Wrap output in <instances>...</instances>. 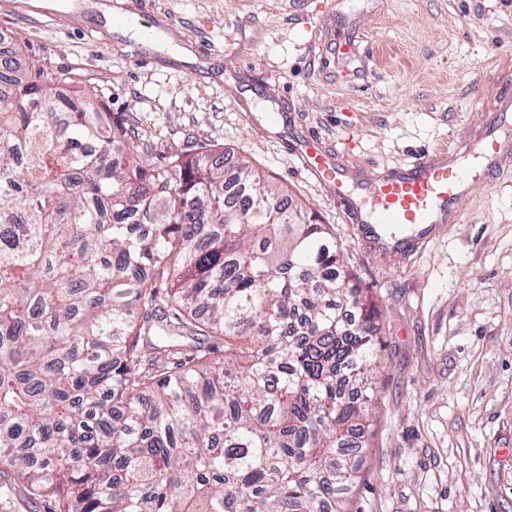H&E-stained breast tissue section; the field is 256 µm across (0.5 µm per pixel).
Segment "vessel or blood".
Wrapping results in <instances>:
<instances>
[{"mask_svg":"<svg viewBox=\"0 0 512 512\" xmlns=\"http://www.w3.org/2000/svg\"><path fill=\"white\" fill-rule=\"evenodd\" d=\"M288 150L297 171L335 198L344 220L359 225L365 240L405 255L423 251L437 225L460 218L457 189L466 178L462 157L477 154L485 176L512 166V70L500 73L478 141L422 153L397 168L349 166L314 131Z\"/></svg>","mask_w":512,"mask_h":512,"instance_id":"obj_1","label":"vessel or blood"}]
</instances>
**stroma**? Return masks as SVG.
Masks as SVG:
<instances>
[{
	"instance_id": "obj_1",
	"label": "stroma",
	"mask_w": 512,
	"mask_h": 512,
	"mask_svg": "<svg viewBox=\"0 0 512 512\" xmlns=\"http://www.w3.org/2000/svg\"><path fill=\"white\" fill-rule=\"evenodd\" d=\"M0 52L81 73L153 163L220 145L331 226L379 309L349 512H512V169L472 180L460 223L401 257L284 147L313 130L352 165L397 166L476 138L512 64V0H0Z\"/></svg>"
}]
</instances>
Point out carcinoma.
I'll use <instances>...</instances> for the list:
<instances>
[{
    "instance_id": "carcinoma-1",
    "label": "carcinoma",
    "mask_w": 512,
    "mask_h": 512,
    "mask_svg": "<svg viewBox=\"0 0 512 512\" xmlns=\"http://www.w3.org/2000/svg\"><path fill=\"white\" fill-rule=\"evenodd\" d=\"M2 81L0 473L53 512H347L377 353L329 225L243 158L147 164L70 70Z\"/></svg>"
}]
</instances>
